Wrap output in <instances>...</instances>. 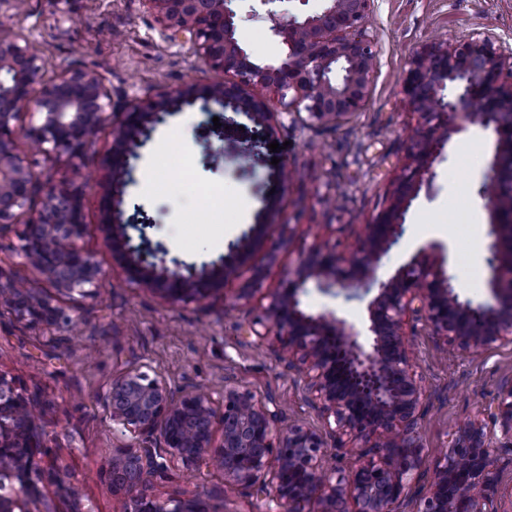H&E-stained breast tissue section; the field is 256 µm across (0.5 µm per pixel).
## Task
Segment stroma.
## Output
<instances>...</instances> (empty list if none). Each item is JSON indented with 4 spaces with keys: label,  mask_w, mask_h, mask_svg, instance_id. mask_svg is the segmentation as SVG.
<instances>
[{
    "label": "stroma",
    "mask_w": 512,
    "mask_h": 512,
    "mask_svg": "<svg viewBox=\"0 0 512 512\" xmlns=\"http://www.w3.org/2000/svg\"><path fill=\"white\" fill-rule=\"evenodd\" d=\"M236 37L259 63L274 62L282 47L270 23L247 16L241 0ZM0 20L46 62L44 82L65 70L98 74L112 96L114 111L136 100L194 84L235 83L233 73L208 68L190 44L168 39L144 0H0ZM370 32L379 50L363 109L335 125L284 118L273 134L278 152L253 161L244 147L253 135L245 116H236L223 138L206 137L218 105H195L169 114L131 161L128 199L153 220L147 234L171 256L202 265L223 255L260 217L269 225L252 240L242 265L225 291L207 306H170L160 294L129 283L108 238L112 215L100 202L99 176L112 154V139L101 138L67 162L55 157L40 165L53 179L76 174L84 183L86 233L104 276L93 297L77 300L78 333L61 326L32 327L0 310V371L18 389L39 393L47 443L60 454L94 512H119L121 496L109 480L112 431L101 394L126 370L143 362L160 371L172 388L202 384L215 389L233 383L276 400L280 427L322 424L319 403L306 389L304 372L288 361L277 341L257 345L247 332L262 316L271 294L319 239L337 240L352 250L365 240L367 226L386 210L406 162L408 140L418 118L407 105L403 80L416 51L430 42L488 34L512 46V0H374ZM493 152L490 133L474 128L454 136L444 160L433 168L432 186L421 189L407 215L400 242L381 259L388 275L418 246L436 241L449 252L447 267L461 298L479 304L489 298L491 271L488 214L480 189ZM294 173L287 187L276 180L278 164ZM224 205V221L193 223L201 210ZM293 240L275 262L271 243L282 225ZM25 221L0 226V267L46 287V279L18 264L16 252ZM263 269L261 289L250 301L238 288ZM305 310L334 311L346 319L367 318L368 296L341 288L308 285ZM415 369L425 391V411L415 434L432 471L454 428L494 406L501 388L512 385V347H493L472 356L444 343L424 326L409 338ZM207 491L215 512H257L260 500L225 491L222 471L201 467L156 484L167 498Z\"/></svg>",
    "instance_id": "1"
}]
</instances>
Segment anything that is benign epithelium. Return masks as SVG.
Instances as JSON below:
<instances>
[{"instance_id": "obj_1", "label": "benign epithelium", "mask_w": 512, "mask_h": 512, "mask_svg": "<svg viewBox=\"0 0 512 512\" xmlns=\"http://www.w3.org/2000/svg\"><path fill=\"white\" fill-rule=\"evenodd\" d=\"M172 40L191 43L204 64L233 72L238 81L196 85L126 105L112 113L108 88L93 72L62 73L43 82L46 62L4 35L0 20V224H13L34 193L45 190L37 215L28 219L17 258L46 276L52 290L33 288L0 267V308L31 326L79 327L62 306L77 293L92 295L103 276L84 236L83 187L69 177L44 178L37 157L76 159L100 136L112 137V178L102 184L103 205L112 209V248L129 282L157 290L170 304L205 303L231 280L251 239L253 225L217 260L201 267L152 246V219L136 204L123 218L130 159L173 109L201 99L245 115L258 137L274 132L291 109L310 120L338 124L362 109L378 50L367 34L373 0H324L309 15H279L265 8L272 36L282 46L275 63L259 64L235 37L232 0H144ZM260 86L266 95L256 97ZM408 104L419 117L410 139L409 163L392 203L369 225V246L348 256L338 245L313 247L249 326L256 342L275 337L288 358L302 365L307 387L322 405L323 429L277 426L269 401L236 384L176 391L149 364L125 372L102 394L106 414L120 432L112 441L113 491L123 494L121 512H211L205 492L161 499L150 493L183 467L224 472V486L256 490L263 512H402L410 485L420 476L423 449L412 439L424 400L408 345L407 327L420 321L446 343L469 354L512 345V47L489 35L450 38L424 45L404 79ZM471 127L493 134L494 152L481 195L489 214L491 301L474 305L455 291L439 246L428 244L389 277L378 276L381 257L403 235L406 215L424 175L445 158L453 135ZM27 141V154L16 140ZM139 232L132 244L128 229ZM329 290L362 288L376 294L368 322L356 324L333 311L311 313L300 294L309 282ZM348 443L375 439L348 470L328 462L327 438ZM512 448V385L502 389L486 417L457 427L435 464L416 512H499L496 449ZM70 503V512H91L72 474L46 444L36 394L20 392L0 371V512H50L44 489Z\"/></svg>"}]
</instances>
